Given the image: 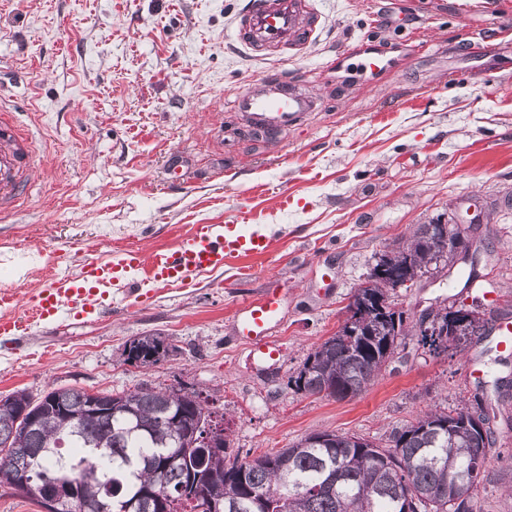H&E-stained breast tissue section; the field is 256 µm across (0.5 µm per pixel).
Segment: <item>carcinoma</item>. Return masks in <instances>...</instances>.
Wrapping results in <instances>:
<instances>
[{
    "label": "carcinoma",
    "instance_id": "obj_1",
    "mask_svg": "<svg viewBox=\"0 0 512 512\" xmlns=\"http://www.w3.org/2000/svg\"><path fill=\"white\" fill-rule=\"evenodd\" d=\"M452 224H420L407 243L387 260L398 278L434 275L448 265V244L460 240ZM367 277L373 287L355 297L358 318L342 327L288 377L295 391L343 400L366 390L394 353L398 339L415 331L405 312L392 308L389 280ZM480 320L444 342H421L435 353L449 345L462 348ZM163 335L142 336L140 366ZM85 390L59 387L35 401L25 391L0 399V485L27 480L24 492L40 499L42 478L76 486L92 512L135 502L132 512H196L192 490L199 488L215 512H472V495L462 499L455 478L473 488L484 479L495 431L478 429L469 409L482 399L453 410L431 409L394 430L384 447L360 436L338 432L309 435L288 448L251 460L227 458L224 420L201 394L183 388L141 387L103 392L94 400ZM22 400L36 415L26 428L17 422L14 403ZM215 444L204 447V435ZM322 443L306 446L311 439Z\"/></svg>",
    "mask_w": 512,
    "mask_h": 512
}]
</instances>
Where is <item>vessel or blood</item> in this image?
Returning <instances> with one entry per match:
<instances>
[{
	"label": "vessel or blood",
	"mask_w": 512,
	"mask_h": 512,
	"mask_svg": "<svg viewBox=\"0 0 512 512\" xmlns=\"http://www.w3.org/2000/svg\"><path fill=\"white\" fill-rule=\"evenodd\" d=\"M303 0H251L236 22L238 36L254 50L279 46L306 49L314 26L301 20ZM233 106L250 118L256 129L274 134L298 122L313 108L312 100L289 88L287 82L264 79L236 96ZM33 153L32 140L0 100V209L22 197ZM274 247L270 236L244 232L236 224H197L177 246L150 253L127 249L110 257L82 264L74 274L54 273L25 295L0 289V335L16 336L23 324L12 314V301H22L31 321L56 319L63 310L99 311L112 298V287L137 288L139 281L161 287L191 285L196 274L223 268L235 258H261ZM283 299L278 288L244 300L238 310L235 333L248 341L259 359L277 363L280 350L269 333Z\"/></svg>",
	"instance_id": "1"
}]
</instances>
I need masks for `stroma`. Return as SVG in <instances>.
I'll use <instances>...</instances> for the list:
<instances>
[{
    "mask_svg": "<svg viewBox=\"0 0 512 512\" xmlns=\"http://www.w3.org/2000/svg\"><path fill=\"white\" fill-rule=\"evenodd\" d=\"M247 2L0 0V95L37 154L22 202L0 213L1 282L29 292L87 258L176 245L195 224H260L278 236L266 257L227 262L193 286L139 301L116 290L97 317L0 336V398L181 386L223 414L228 452L241 458L322 431L382 445L427 407L450 410L478 392L495 403L504 369L482 336L440 355L401 337L375 383L341 401L287 379L336 332L377 255L468 208L481 215L465 235L490 298L464 289L458 261L394 292L395 303L414 320L456 294L490 325L512 313V80L475 74L459 56L512 41V0L491 13L478 0H314L312 46L261 57L236 40ZM365 47L388 68L353 70L345 51ZM269 74L315 108L256 134L233 100ZM275 285L285 299L272 365L251 357L235 325L240 303ZM153 332L176 353L148 370L125 362L126 341ZM510 415L504 405L493 423L473 512H512Z\"/></svg>",
    "mask_w": 512,
    "mask_h": 512,
    "instance_id": "35a3bbf8",
    "label": "stroma"
}]
</instances>
